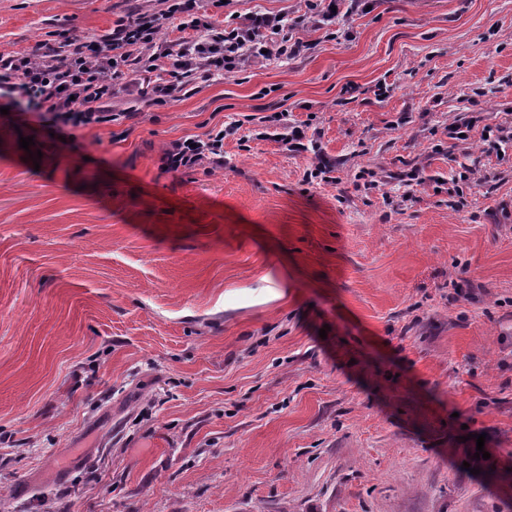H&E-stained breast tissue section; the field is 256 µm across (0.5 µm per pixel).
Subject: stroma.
Returning a JSON list of instances; mask_svg holds the SVG:
<instances>
[{
    "label": "stroma",
    "mask_w": 512,
    "mask_h": 512,
    "mask_svg": "<svg viewBox=\"0 0 512 512\" xmlns=\"http://www.w3.org/2000/svg\"><path fill=\"white\" fill-rule=\"evenodd\" d=\"M373 4L171 104L118 94L73 150L0 114V512H512V0ZM142 5L0 0V52ZM281 112L317 152L262 138ZM235 121L223 167L163 168Z\"/></svg>",
    "instance_id": "35a3bbf8"
}]
</instances>
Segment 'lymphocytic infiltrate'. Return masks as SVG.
<instances>
[{
	"label": "lymphocytic infiltrate",
	"instance_id": "lymphocytic-infiltrate-1",
	"mask_svg": "<svg viewBox=\"0 0 512 512\" xmlns=\"http://www.w3.org/2000/svg\"><path fill=\"white\" fill-rule=\"evenodd\" d=\"M312 4L310 14L288 21L257 13L247 22L215 25L201 13L198 0H169L165 10L138 9L100 37L60 32L36 54H0V96L12 111L33 116L55 138L74 143L78 130L118 121L114 95L151 90L150 105L164 106L190 92L193 85L220 73L242 71L263 55L294 56L304 43L298 32L307 25L335 21V7ZM175 22L178 38L163 39L166 22ZM228 125L207 137H184L163 152L170 171L224 163V140L236 135Z\"/></svg>",
	"mask_w": 512,
	"mask_h": 512
}]
</instances>
